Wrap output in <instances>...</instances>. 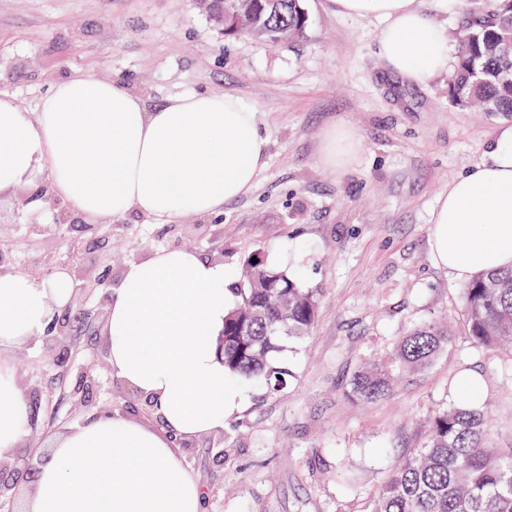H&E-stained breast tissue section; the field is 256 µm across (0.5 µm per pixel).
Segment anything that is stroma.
I'll use <instances>...</instances> for the list:
<instances>
[{"mask_svg":"<svg viewBox=\"0 0 512 512\" xmlns=\"http://www.w3.org/2000/svg\"><path fill=\"white\" fill-rule=\"evenodd\" d=\"M305 8V37L271 44L224 36L198 0H0V96L21 111H36L57 81L90 74L124 83L150 108L178 95L231 94L258 114L266 165L223 213L157 224L131 212L112 222L113 279L151 250L189 248L235 274L259 250L297 257L296 278L319 293L308 336L281 355L287 387L272 393L235 379L243 401L224 423L222 449L209 435L179 448L206 490V512H369L389 472L423 443L433 411L451 402L449 377L463 370L485 381L497 443L512 441V380L501 357L472 347L462 284L439 265L430 236L440 194L483 159L500 121L454 107L447 75L401 84L379 57V21L343 14L334 0ZM334 126L359 141L336 172L318 161ZM14 207L0 202V235L27 270L43 250ZM438 317L454 335L428 369L404 373L374 404L348 397L354 370L386 359L415 325ZM74 329L75 363L55 364L39 341L9 355L18 376L41 389L37 429L17 455L47 454L57 433L108 405L160 424L108 364L98 370L102 388L73 407L77 367L94 359L89 323ZM341 470L352 484L337 479Z\"/></svg>","mask_w":512,"mask_h":512,"instance_id":"35a3bbf8","label":"stroma"}]
</instances>
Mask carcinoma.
Segmentation results:
<instances>
[{"label": "carcinoma", "instance_id": "obj_1", "mask_svg": "<svg viewBox=\"0 0 512 512\" xmlns=\"http://www.w3.org/2000/svg\"><path fill=\"white\" fill-rule=\"evenodd\" d=\"M248 15L272 43L304 37V0H212L204 11L226 36L235 20L224 8ZM448 95L459 108L512 118V0H463L454 72ZM237 303L225 319L224 369L232 377H257L268 389L287 385L288 368L275 355L285 337L308 335L318 309L314 291L302 287L286 268L269 264L256 251L234 287ZM466 335L476 349L512 347V268L477 273L462 288ZM451 328L429 320L395 346L387 366L364 365L352 374L349 394L371 404L388 394L395 375L430 366L448 345ZM458 394L430 419L424 445L406 455L375 495L370 512H512V446L492 443L484 407Z\"/></svg>", "mask_w": 512, "mask_h": 512}]
</instances>
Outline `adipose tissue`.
Masks as SVG:
<instances>
[{"mask_svg":"<svg viewBox=\"0 0 512 512\" xmlns=\"http://www.w3.org/2000/svg\"><path fill=\"white\" fill-rule=\"evenodd\" d=\"M335 2L381 21L379 56L406 82L425 86L447 70L448 36L412 0ZM266 152L257 112L232 95H183L149 109L122 83L74 75L30 115L0 97V198L45 173L56 196L101 223L132 211L164 224L220 213L252 188ZM431 239L459 280L512 267V124L439 197ZM233 284L223 262L185 248L124 269L102 334L113 373L152 402L163 426L109 413L58 434L28 512H203L202 487L175 444L223 431L241 403L218 352ZM70 295L64 271L45 283L1 273L0 356L40 337ZM28 416L24 388L0 363V460L13 459Z\"/></svg>","mask_w":512,"mask_h":512,"instance_id":"adipose-tissue-1","label":"adipose tissue"}]
</instances>
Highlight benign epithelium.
<instances>
[{
	"label": "benign epithelium",
	"mask_w": 512,
	"mask_h": 512,
	"mask_svg": "<svg viewBox=\"0 0 512 512\" xmlns=\"http://www.w3.org/2000/svg\"><path fill=\"white\" fill-rule=\"evenodd\" d=\"M41 198L49 208L60 213L56 226H67L77 232L70 243H87L93 249V255L78 252L76 260L65 265V270L72 280L73 292L90 291L96 296V305L100 313L106 312V307L112 299V226L105 224H90L84 218L68 209L67 204L56 197L49 183L38 185ZM17 270V257L12 246L0 239V271ZM79 312L75 308V299H70L63 313L56 316L47 326L42 336L43 343L56 353V362L63 364L71 357L74 345L72 314ZM101 386L99 374L92 366L83 368L77 378L70 397L82 403L86 395ZM44 462L41 456H30L18 459L13 463L0 461V500L10 502L16 495V490L33 475Z\"/></svg>",
	"instance_id": "obj_1"
}]
</instances>
